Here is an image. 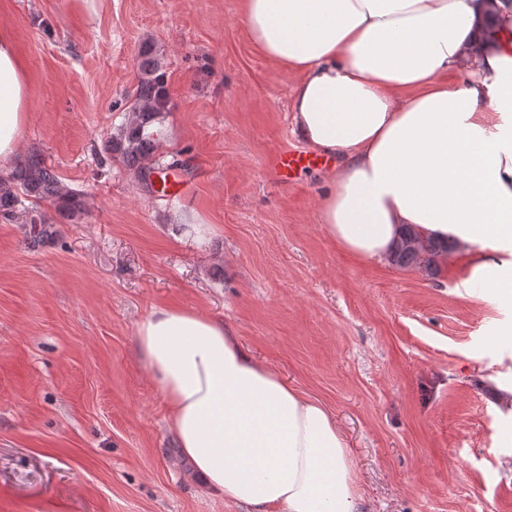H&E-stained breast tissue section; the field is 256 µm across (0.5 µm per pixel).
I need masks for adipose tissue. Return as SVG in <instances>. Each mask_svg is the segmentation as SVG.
<instances>
[{"label":"adipose tissue","mask_w":512,"mask_h":512,"mask_svg":"<svg viewBox=\"0 0 512 512\" xmlns=\"http://www.w3.org/2000/svg\"><path fill=\"white\" fill-rule=\"evenodd\" d=\"M252 41L293 76L295 130L338 164L321 222L389 261L406 228L450 241L467 283L512 302V6L506 0H242ZM27 84L0 30V160L17 155ZM139 354L192 476L248 512H354L328 409L253 357L223 320L158 307Z\"/></svg>","instance_id":"adipose-tissue-1"}]
</instances>
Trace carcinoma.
<instances>
[{
  "label": "carcinoma",
  "mask_w": 512,
  "mask_h": 512,
  "mask_svg": "<svg viewBox=\"0 0 512 512\" xmlns=\"http://www.w3.org/2000/svg\"><path fill=\"white\" fill-rule=\"evenodd\" d=\"M169 110L164 62L152 47L144 45L139 52L137 85L127 117L102 145L107 157L122 163L143 185L152 175L162 182L168 171L181 166L177 160L164 164L156 158L161 129L152 130L150 126L161 123L162 114ZM30 197L50 202L67 218L88 210L86 196L65 187L39 153L20 159L7 177L0 178V219L12 221L24 215L29 239L40 244L49 238V219L45 213L25 205ZM444 254L443 246L428 242L417 252L397 250L391 261L399 267L425 268L434 275Z\"/></svg>",
  "instance_id": "cac0c4a2"
}]
</instances>
